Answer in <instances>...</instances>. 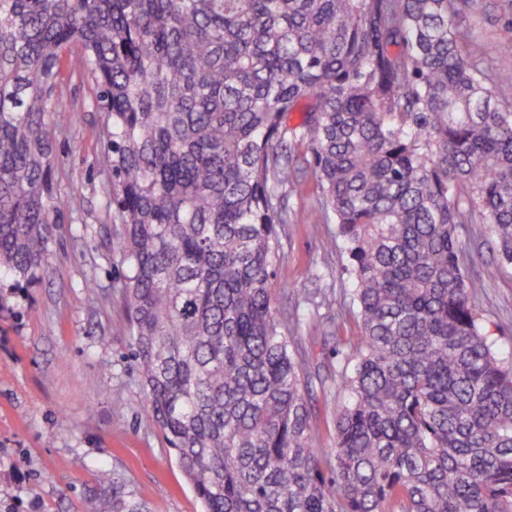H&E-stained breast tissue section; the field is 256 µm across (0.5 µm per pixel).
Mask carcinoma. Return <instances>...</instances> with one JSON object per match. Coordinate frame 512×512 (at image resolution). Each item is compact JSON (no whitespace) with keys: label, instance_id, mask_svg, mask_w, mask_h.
<instances>
[{"label":"carcinoma","instance_id":"cac0c4a2","mask_svg":"<svg viewBox=\"0 0 512 512\" xmlns=\"http://www.w3.org/2000/svg\"><path fill=\"white\" fill-rule=\"evenodd\" d=\"M476 3L0 0V270L50 264L77 46L127 266L115 330L204 512H512V360L477 311L496 270L470 271L459 236L490 225L512 264V72L466 50ZM308 177L360 324L335 337L332 448L300 307L274 306ZM98 512L144 510L114 483ZM328 385H330L331 392L328 391L327 394L324 393L318 385L313 387V391H311L315 410L321 420L325 421L320 431V448H332L334 446L333 431L331 428L329 429L326 424H330L336 411V403L342 400L341 397H338V393L336 394V387L332 385V381H329Z\"/></svg>","mask_w":512,"mask_h":512}]
</instances>
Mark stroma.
<instances>
[{
    "label": "stroma",
    "mask_w": 512,
    "mask_h": 512,
    "mask_svg": "<svg viewBox=\"0 0 512 512\" xmlns=\"http://www.w3.org/2000/svg\"><path fill=\"white\" fill-rule=\"evenodd\" d=\"M463 22L471 30L470 51L512 70V0H479ZM62 88L79 121L57 137L54 178L64 207L52 228L50 264L21 288L0 273V512H97L103 472L149 512H202L145 402L129 339L113 328L123 316L121 254L108 207L111 174L96 86L74 64ZM319 195L310 179L288 191L292 221L279 228L274 288L278 307L286 305L285 287L291 299L318 304V314L305 315L296 334L306 368L330 376L336 354L320 315L338 314V335L359 329L345 294L347 257L343 249L323 248L336 227L323 223ZM460 239L467 266L497 269L478 310L498 353L510 357L512 266L501 264L488 225H466ZM90 278L95 288H86Z\"/></svg>",
    "instance_id": "stroma-1"
}]
</instances>
